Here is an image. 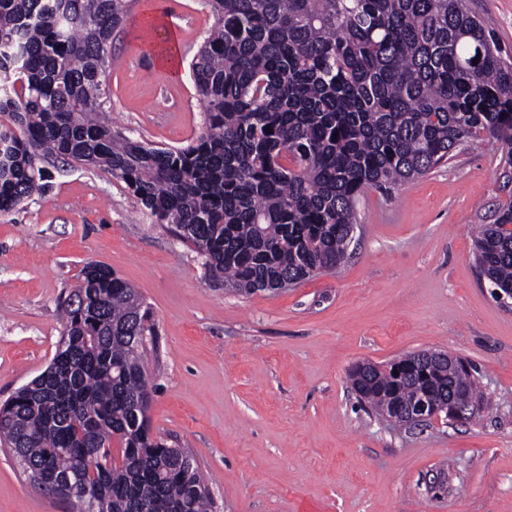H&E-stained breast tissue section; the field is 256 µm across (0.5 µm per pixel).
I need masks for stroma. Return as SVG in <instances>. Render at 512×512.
<instances>
[{"mask_svg": "<svg viewBox=\"0 0 512 512\" xmlns=\"http://www.w3.org/2000/svg\"><path fill=\"white\" fill-rule=\"evenodd\" d=\"M466 6L512 47V0ZM131 10L175 24L180 73L145 54V29L121 27L105 117L124 136L185 146L204 124L190 65L213 17L205 0H133ZM505 169L486 139L392 192H366L341 265L242 296L208 281L202 257L151 223L109 171L48 164L47 192L0 214V402L47 368L61 309L81 269L99 263L153 312L152 428L190 449L213 512H512V306L480 277L471 235L512 197ZM428 349L471 363L478 417L405 430L360 408L352 366ZM0 512L74 509L0 448Z\"/></svg>", "mask_w": 512, "mask_h": 512, "instance_id": "stroma-1", "label": "stroma"}]
</instances>
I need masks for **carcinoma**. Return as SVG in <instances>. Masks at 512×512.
I'll return each mask as SVG.
<instances>
[{"instance_id":"1","label":"carcinoma","mask_w":512,"mask_h":512,"mask_svg":"<svg viewBox=\"0 0 512 512\" xmlns=\"http://www.w3.org/2000/svg\"><path fill=\"white\" fill-rule=\"evenodd\" d=\"M131 0H0V212L44 192L58 157L104 167L154 224L239 293L339 266L368 190L395 189L493 138L512 167V54L463 0H206L192 63L202 132L180 149L112 134V34ZM271 132H266L265 128ZM481 276L512 291V200L475 230ZM46 371L0 404V441L27 479L79 512H211L192 453L151 433L156 323L137 291L85 266ZM398 375H393V372ZM377 415L430 394L482 408L467 367L427 355L349 372Z\"/></svg>"}]
</instances>
